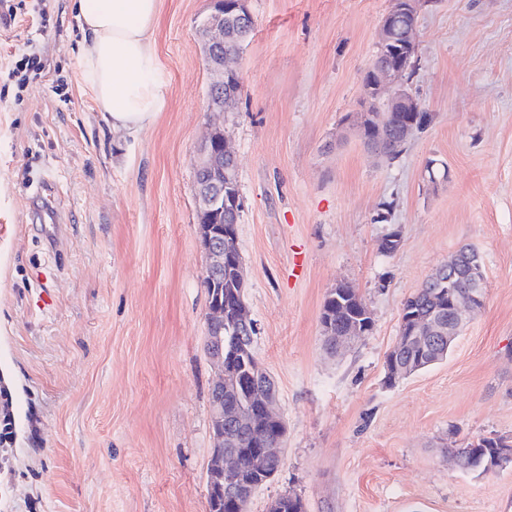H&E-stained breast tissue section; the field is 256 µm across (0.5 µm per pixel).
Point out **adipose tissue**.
<instances>
[{
    "label": "adipose tissue",
    "mask_w": 512,
    "mask_h": 512,
    "mask_svg": "<svg viewBox=\"0 0 512 512\" xmlns=\"http://www.w3.org/2000/svg\"><path fill=\"white\" fill-rule=\"evenodd\" d=\"M85 79L113 132L151 126L164 108L152 39L158 0H77Z\"/></svg>",
    "instance_id": "adipose-tissue-1"
}]
</instances>
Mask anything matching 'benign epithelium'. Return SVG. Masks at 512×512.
<instances>
[{"instance_id": "benign-epithelium-1", "label": "benign epithelium", "mask_w": 512, "mask_h": 512, "mask_svg": "<svg viewBox=\"0 0 512 512\" xmlns=\"http://www.w3.org/2000/svg\"><path fill=\"white\" fill-rule=\"evenodd\" d=\"M395 7L382 19L379 27L378 49L389 50L396 56V62L389 66L374 63L369 65L363 80L364 108L357 113L356 122L366 146L380 145L389 139L392 128L391 116L402 112L399 121L403 142H408L421 129V125L411 115L421 111L422 104L406 87V50L416 47L415 26L408 27L401 36H396L393 21L398 16L416 17L424 8L438 0H395ZM243 12L235 16L231 27H224V12L238 8ZM254 26V19L246 8V0H224V8L211 13L204 19L200 32L207 40L206 61L209 69L217 76L210 92L224 89V74H237L236 63L242 45ZM235 158L228 145L224 130L214 129L202 146L199 167L212 175L205 184H193V194L200 209L219 208L233 216L240 213V190L237 168L227 163V158ZM202 242L209 258L205 279L213 288L224 287V268L236 270L239 280H244L243 262L236 247V224L224 225V232L215 233L210 229L200 230ZM462 252L456 251L448 262L440 266L424 283L430 297L448 296V320L439 316L418 320L414 335L406 343L423 354H433L443 342L451 343L464 327L470 315L479 309L483 288L486 284L485 267L470 261L473 290L465 293L446 291L452 284L460 267ZM208 356L215 369L216 377L211 386L210 418L215 447L219 448L210 460L212 466L224 470V495L237 497L238 454L234 450H222L224 440L234 443L235 438L225 435V430L240 429L246 433L251 443L261 447L253 449L254 467L264 470L267 462L282 459L280 442L286 427L283 419L274 411L277 392L273 379L250 351L253 343L254 325L248 318L245 304L237 307V347H224V305L220 301L210 302L206 314ZM326 345L331 352L365 336V332L355 326L336 332L333 316H328L322 325ZM259 413L265 421L276 427V440L254 427L252 418Z\"/></svg>"}]
</instances>
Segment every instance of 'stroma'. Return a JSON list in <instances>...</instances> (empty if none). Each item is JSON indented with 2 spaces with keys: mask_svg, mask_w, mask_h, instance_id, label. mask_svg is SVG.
Segmentation results:
<instances>
[{
  "mask_svg": "<svg viewBox=\"0 0 512 512\" xmlns=\"http://www.w3.org/2000/svg\"><path fill=\"white\" fill-rule=\"evenodd\" d=\"M214 3L158 0L165 106L135 134L113 132L84 79L76 0H46L43 24L0 21V87L26 44L45 64L0 100V512H208L214 369L192 186L215 124L236 152L253 350L287 427L248 512L289 492L305 512H512V466L448 461L467 438L512 442V0L419 13L407 88L430 119L392 160L352 116L394 0H247L243 91L221 115L199 35ZM40 188L64 214L52 244ZM394 231L399 249L381 252ZM465 245L484 263L483 307L446 360L387 383L404 301ZM339 283L373 327L332 355L319 316Z\"/></svg>",
  "mask_w": 512,
  "mask_h": 512,
  "instance_id": "35a3bbf8",
  "label": "stroma"
}]
</instances>
